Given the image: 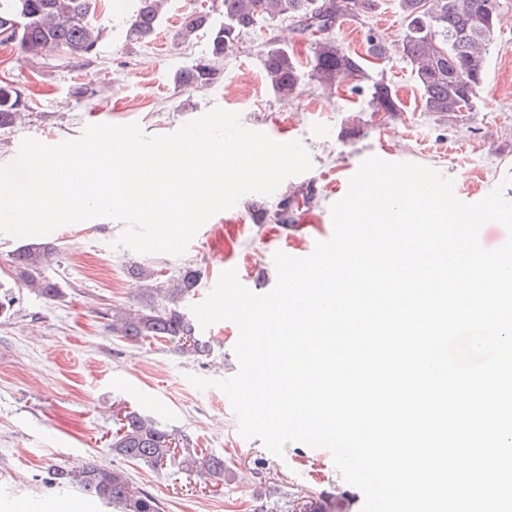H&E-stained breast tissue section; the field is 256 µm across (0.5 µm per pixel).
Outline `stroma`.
<instances>
[{
	"instance_id": "stroma-1",
	"label": "stroma",
	"mask_w": 512,
	"mask_h": 512,
	"mask_svg": "<svg viewBox=\"0 0 512 512\" xmlns=\"http://www.w3.org/2000/svg\"><path fill=\"white\" fill-rule=\"evenodd\" d=\"M375 11L337 21L333 35L345 49L366 50L373 32L391 46L371 70L390 82L402 105L391 116L369 108L365 94L348 83L325 90L304 82L295 98H277L262 66L265 43L276 37L299 61L312 46L289 20H277L243 36L224 58L219 81L186 89L177 71L203 59L207 40L181 42L176 32L192 11L219 14L220 0H168L161 28L151 43L128 41L129 14L102 0L97 23L104 37L94 56L76 63L64 52L32 58L0 46V77L12 81L26 107L21 122L0 130V165L12 162L22 139L48 145L79 137L90 124L138 123L144 133L175 132L213 107L239 113L242 124L277 141L298 140L310 152V171L288 178L269 196L250 194L207 221L180 256L146 255L115 247L117 228L78 224L48 236L59 254L46 268L62 295L48 301L12 283L10 253L20 238L0 233V281L11 282L14 313L0 318V512L22 500L81 502L85 512H102L79 492L45 486L44 472L96 459L115 464L107 443L113 419L123 408L138 409L185 435L190 447L222 456L230 474L209 487L195 474L175 467L159 471L126 464L133 482L159 499L165 512H303L322 495L352 498L350 512H361V491L347 484L321 449L287 445L283 457L257 438H243L229 399L215 387L195 388L189 375L226 379L237 370L239 337L230 321L204 329L212 350L199 359L179 356L172 344L112 337L107 316L143 304L129 268L156 266L161 277L185 266L201 272L194 296L203 301L227 269L260 293L276 283L275 252L305 253L299 228L307 217L332 231L330 206L347 192L348 181L367 157L413 162L453 179L456 196L482 200L496 186L512 200V0H499V24L486 49L487 69L471 111L445 117L424 111L411 67L398 47L405 21L398 0H377ZM90 94L77 95L78 87ZM313 192L283 227L267 218L285 198Z\"/></svg>"
}]
</instances>
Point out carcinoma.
Returning a JSON list of instances; mask_svg holds the SVG:
<instances>
[{
	"label": "carcinoma",
	"instance_id": "obj_1",
	"mask_svg": "<svg viewBox=\"0 0 512 512\" xmlns=\"http://www.w3.org/2000/svg\"><path fill=\"white\" fill-rule=\"evenodd\" d=\"M99 0H0V44H12L33 57L61 49L72 59L95 53L103 36L96 24ZM128 36L133 42H147L162 24L164 0H132ZM489 0H399L406 24L399 51L409 62L420 91L423 109L443 117L473 109L477 89L486 74V58L481 47L490 40L497 11L488 10ZM222 19L195 11L183 17L178 38L208 39V56L179 70L175 83L183 88L213 83L223 71L224 55L242 36L267 21L289 19L299 26L313 45L306 69H301L288 47L268 43L263 68L272 92L287 98L309 80L324 89H334L345 80L356 82L354 89L367 91L368 105L375 112L395 114L402 103L384 77L369 73L368 59H384L386 42L370 33L366 56L353 55L330 36L336 21L350 13V0H221ZM24 106L20 92L0 80V129L11 127ZM57 254L48 243H27L12 253L16 278L25 287L53 301L62 294L58 282L44 275V268ZM201 271L186 267L178 274L146 289L140 309L114 314L108 323L112 335L126 340L175 344L182 356L201 357L210 352L209 342L197 335L194 320L180 307L194 294ZM181 437L177 430L160 425L136 409L114 422L108 448L112 455L153 469L175 465L194 472L217 486L226 479L224 458L179 454ZM44 483L51 487L73 488L115 512H164L162 503L145 489L134 485L128 473L91 460L80 468L48 469ZM308 512H344L335 499L322 497L308 505Z\"/></svg>",
	"mask_w": 512,
	"mask_h": 512
}]
</instances>
